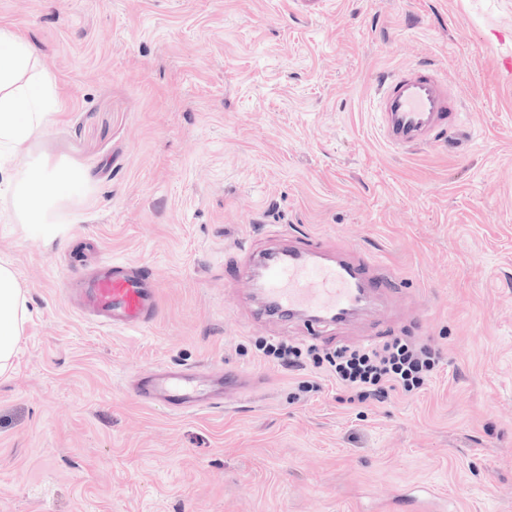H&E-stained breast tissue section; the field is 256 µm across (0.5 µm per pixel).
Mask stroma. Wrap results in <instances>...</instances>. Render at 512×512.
Here are the masks:
<instances>
[{"instance_id": "obj_1", "label": "stroma", "mask_w": 512, "mask_h": 512, "mask_svg": "<svg viewBox=\"0 0 512 512\" xmlns=\"http://www.w3.org/2000/svg\"><path fill=\"white\" fill-rule=\"evenodd\" d=\"M43 64L56 122L0 167L80 170L46 240L0 191V265L30 317L0 377V512H371L415 485L454 512H512V0H0ZM426 61L465 109L434 148L383 139L377 77ZM306 232L375 256L376 310L314 333L253 314L239 242ZM160 283L140 330L87 318L63 282L97 260ZM435 347L415 397L349 404L258 359L264 339ZM159 364L258 379L175 413L142 404Z\"/></svg>"}]
</instances>
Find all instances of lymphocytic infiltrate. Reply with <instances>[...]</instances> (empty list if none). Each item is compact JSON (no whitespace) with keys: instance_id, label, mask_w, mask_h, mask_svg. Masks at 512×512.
<instances>
[{"instance_id":"lymphocytic-infiltrate-1","label":"lymphocytic infiltrate","mask_w":512,"mask_h":512,"mask_svg":"<svg viewBox=\"0 0 512 512\" xmlns=\"http://www.w3.org/2000/svg\"><path fill=\"white\" fill-rule=\"evenodd\" d=\"M261 351L287 371L310 366L323 369L347 391L351 404L382 403L393 391L416 395L432 381L439 367V357L429 346L401 337L374 346L326 352L270 342L262 345Z\"/></svg>"}]
</instances>
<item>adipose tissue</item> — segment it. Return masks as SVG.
I'll return each mask as SVG.
<instances>
[{
    "instance_id": "ef3b65f1",
    "label": "adipose tissue",
    "mask_w": 512,
    "mask_h": 512,
    "mask_svg": "<svg viewBox=\"0 0 512 512\" xmlns=\"http://www.w3.org/2000/svg\"><path fill=\"white\" fill-rule=\"evenodd\" d=\"M37 68L28 42L0 27V150H17L54 123L50 92L33 75ZM86 184L78 170L31 168L13 184L15 204L26 223L39 225L50 240L58 233L57 209ZM27 319L28 302L16 274L0 265V375L11 367Z\"/></svg>"
}]
</instances>
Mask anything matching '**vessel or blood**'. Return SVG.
Listing matches in <instances>:
<instances>
[{
    "label": "vessel or blood",
    "instance_id": "obj_1",
    "mask_svg": "<svg viewBox=\"0 0 512 512\" xmlns=\"http://www.w3.org/2000/svg\"><path fill=\"white\" fill-rule=\"evenodd\" d=\"M379 130L391 146L412 152L433 146L456 131L464 109L439 69L421 62L380 77L374 91ZM235 275L254 281L260 315L282 316L310 328L347 326L388 292V276L364 257L332 252L311 235L294 234L287 242L263 245L248 240ZM85 315L113 329L151 325L159 312L157 279L145 267L105 261L78 288ZM241 373L156 366L132 383L148 406L173 412L219 404L228 390H243Z\"/></svg>",
    "mask_w": 512,
    "mask_h": 512
}]
</instances>
